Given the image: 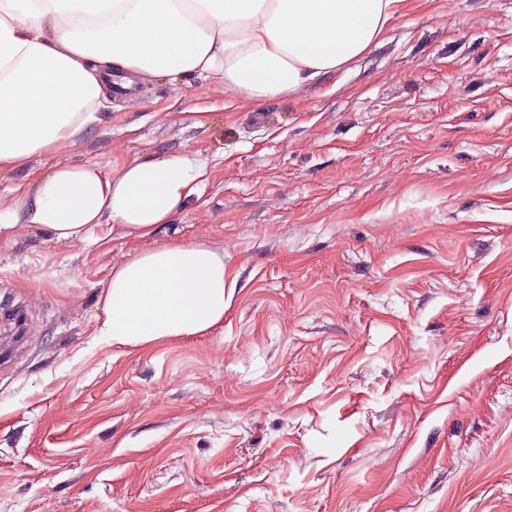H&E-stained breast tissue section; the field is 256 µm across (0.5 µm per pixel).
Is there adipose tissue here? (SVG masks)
Here are the masks:
<instances>
[{
	"label": "adipose tissue",
	"instance_id": "adipose-tissue-1",
	"mask_svg": "<svg viewBox=\"0 0 512 512\" xmlns=\"http://www.w3.org/2000/svg\"><path fill=\"white\" fill-rule=\"evenodd\" d=\"M404 0H0V168L55 151L87 125L114 85L156 76L218 77L235 100L300 93L380 43ZM207 162L185 153L57 166L27 203L54 238L89 239L103 217L139 237L197 193ZM224 258L201 242L130 255L111 273L100 340L144 347L206 333L224 319Z\"/></svg>",
	"mask_w": 512,
	"mask_h": 512
}]
</instances>
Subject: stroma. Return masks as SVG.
Here are the masks:
<instances>
[{"label": "stroma", "mask_w": 512, "mask_h": 512, "mask_svg": "<svg viewBox=\"0 0 512 512\" xmlns=\"http://www.w3.org/2000/svg\"><path fill=\"white\" fill-rule=\"evenodd\" d=\"M74 144L0 169L195 153L147 239L0 233V512H512V0H406L295 96L157 77ZM224 256V320L98 340L130 254Z\"/></svg>", "instance_id": "35a3bbf8"}]
</instances>
